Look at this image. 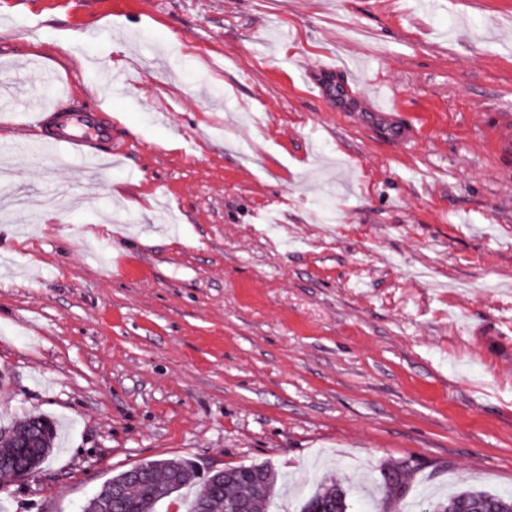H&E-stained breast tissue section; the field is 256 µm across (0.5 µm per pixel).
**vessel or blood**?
Here are the masks:
<instances>
[{
  "instance_id": "vessel-or-blood-1",
  "label": "vessel or blood",
  "mask_w": 512,
  "mask_h": 512,
  "mask_svg": "<svg viewBox=\"0 0 512 512\" xmlns=\"http://www.w3.org/2000/svg\"><path fill=\"white\" fill-rule=\"evenodd\" d=\"M376 127L387 130L391 137L409 140L414 129L400 125L392 112H374ZM40 133L32 140L21 133L18 143L29 150H64L67 157L86 169L98 168L102 159L112 154V118L99 105L86 106L82 100L65 95L63 104L37 112L33 120ZM491 148L502 157L512 156V113H500L493 126Z\"/></svg>"
}]
</instances>
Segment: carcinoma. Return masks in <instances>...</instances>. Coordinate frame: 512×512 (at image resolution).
Returning <instances> with one entry per match:
<instances>
[{
	"label": "carcinoma",
	"mask_w": 512,
	"mask_h": 512,
	"mask_svg": "<svg viewBox=\"0 0 512 512\" xmlns=\"http://www.w3.org/2000/svg\"><path fill=\"white\" fill-rule=\"evenodd\" d=\"M57 424L41 415L29 416L0 427V490L15 482L19 474L34 475L55 449ZM410 466L405 460L381 470L380 484L393 490L378 512H395L407 491ZM194 471L185 460L156 459L121 471L87 500L82 512H158L177 500V493L191 484ZM277 475L267 464L226 469L209 475L201 493L187 512H235L245 504L259 512L274 496ZM118 487L121 494L113 496ZM303 512H349L348 492L332 482L315 491L304 503ZM421 512H512V494L491 493L461 487L445 499L431 502Z\"/></svg>",
	"instance_id": "1"
}]
</instances>
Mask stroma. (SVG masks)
I'll list each match as a JSON object with an SVG mask.
<instances>
[{"label":"stroma","instance_id":"35a3bbf8","mask_svg":"<svg viewBox=\"0 0 512 512\" xmlns=\"http://www.w3.org/2000/svg\"><path fill=\"white\" fill-rule=\"evenodd\" d=\"M0 0V141L66 90L120 160L0 151V425L60 445L0 512L255 463L373 512L512 492V0ZM81 33L68 41L69 33ZM338 69L326 77L323 65ZM393 97L414 141L363 124ZM290 227L289 246L267 233ZM492 151L498 156H512V113L501 112L493 126L491 138ZM410 470L407 460L398 461L381 470L380 484L384 487L389 486L393 490V495L386 496L380 510H377L378 512L401 511L397 508V504L407 491L406 480Z\"/></svg>","mask_w":512,"mask_h":512}]
</instances>
